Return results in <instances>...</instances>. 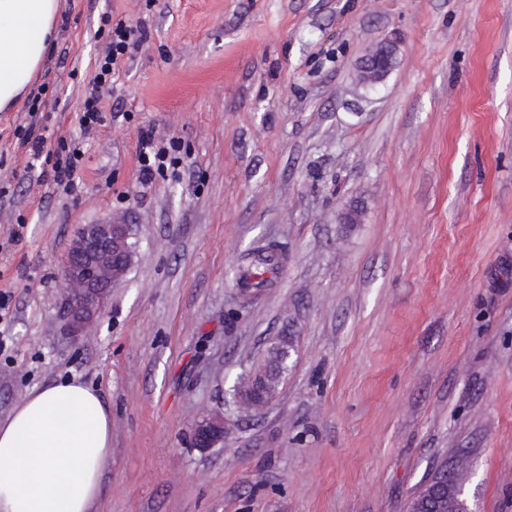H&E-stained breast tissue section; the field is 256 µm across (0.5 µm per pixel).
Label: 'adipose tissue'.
<instances>
[{
    "label": "adipose tissue",
    "instance_id": "ef3b65f1",
    "mask_svg": "<svg viewBox=\"0 0 512 512\" xmlns=\"http://www.w3.org/2000/svg\"><path fill=\"white\" fill-rule=\"evenodd\" d=\"M59 0H0V111L46 62ZM112 416L77 380L32 389L0 421V512H89L111 448Z\"/></svg>",
    "mask_w": 512,
    "mask_h": 512
}]
</instances>
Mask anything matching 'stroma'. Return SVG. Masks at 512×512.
Here are the masks:
<instances>
[{"instance_id":"stroma-1","label":"stroma","mask_w":512,"mask_h":512,"mask_svg":"<svg viewBox=\"0 0 512 512\" xmlns=\"http://www.w3.org/2000/svg\"><path fill=\"white\" fill-rule=\"evenodd\" d=\"M142 32L83 137L103 14ZM396 63L354 85L366 49ZM35 84L80 190L0 112V420L76 378L112 413L92 512H405L455 466L472 512H512V0H60ZM181 161L138 180L144 135ZM357 224L339 223L350 203ZM131 224L133 263L84 336L55 315L80 225ZM261 241L283 261L239 304ZM266 407L228 402L280 337ZM228 420L196 447L195 423ZM224 423L221 415H211L199 421L193 430V443L199 448H212L224 441Z\"/></svg>"}]
</instances>
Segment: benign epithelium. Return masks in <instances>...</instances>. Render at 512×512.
<instances>
[{
  "mask_svg": "<svg viewBox=\"0 0 512 512\" xmlns=\"http://www.w3.org/2000/svg\"><path fill=\"white\" fill-rule=\"evenodd\" d=\"M397 48L393 42H383L364 56L358 66L361 76L382 82L392 71ZM132 227L104 216L84 224L72 239L67 256L60 268L63 300L58 318L68 335L78 337L99 317L112 287L127 273L134 255ZM264 362L254 363L233 385V403L242 411L260 409L269 404L274 393L265 390ZM224 417L211 415L199 421L193 430V443L198 448H212L224 441ZM429 498L430 512H460L462 484L455 467L444 466L435 472Z\"/></svg>",
  "mask_w": 512,
  "mask_h": 512,
  "instance_id": "benign-epithelium-1",
  "label": "benign epithelium"
}]
</instances>
